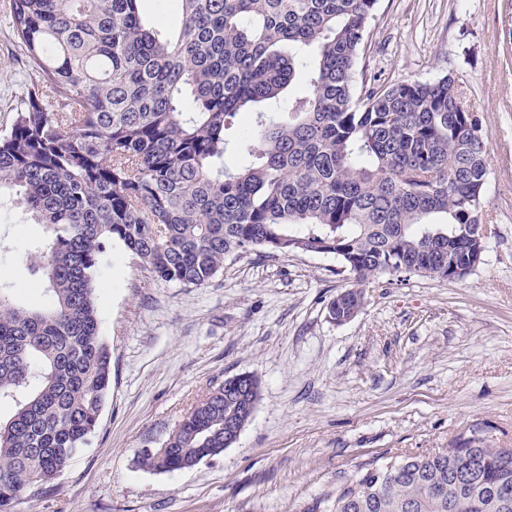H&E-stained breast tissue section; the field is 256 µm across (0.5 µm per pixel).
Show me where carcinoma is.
<instances>
[{"mask_svg": "<svg viewBox=\"0 0 512 512\" xmlns=\"http://www.w3.org/2000/svg\"><path fill=\"white\" fill-rule=\"evenodd\" d=\"M140 0H6L34 72L0 134V189L45 228L28 255L49 303H18L0 282V512L48 493L95 434L112 384L96 276L121 244L150 273L208 284L250 252L332 257L354 290L385 275L463 276L483 255L489 175L478 112L455 79L359 87L355 67L376 0H176L173 35L148 29ZM249 114L240 138L233 119ZM248 161L230 166L228 156ZM251 419L224 387L194 406L158 472L224 451ZM405 456L395 473L336 488L334 512H512L495 495L512 458L486 444ZM452 465L481 470L448 485Z\"/></svg>", "mask_w": 512, "mask_h": 512, "instance_id": "1", "label": "carcinoma"}]
</instances>
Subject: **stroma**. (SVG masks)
<instances>
[{
	"mask_svg": "<svg viewBox=\"0 0 512 512\" xmlns=\"http://www.w3.org/2000/svg\"><path fill=\"white\" fill-rule=\"evenodd\" d=\"M512 0H377L357 81L453 75L475 103L489 177L482 223L494 230L465 278L384 276L364 306L332 322L348 286L335 260L252 252L203 287L157 279L111 245L96 296L112 349V388L87 449L49 495L12 512H301L360 467L478 435L512 448ZM35 77L0 18V132ZM0 200V280L46 303L26 264L43 241ZM256 375L260 402L236 443L199 465L138 464L225 379Z\"/></svg>",
	"mask_w": 512,
	"mask_h": 512,
	"instance_id": "1",
	"label": "stroma"
}]
</instances>
